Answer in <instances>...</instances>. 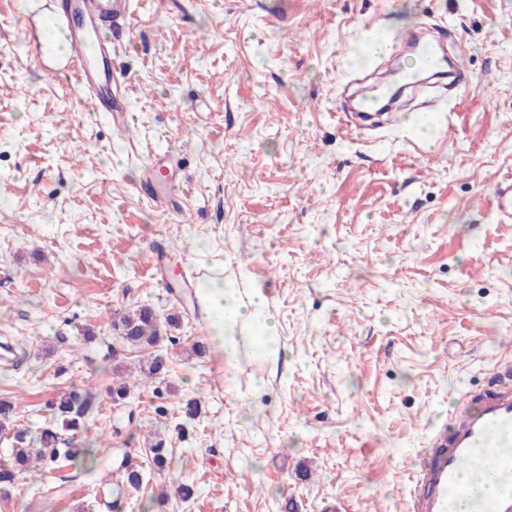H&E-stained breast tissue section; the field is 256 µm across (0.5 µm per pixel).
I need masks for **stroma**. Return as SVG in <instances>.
<instances>
[{
    "instance_id": "obj_1",
    "label": "stroma",
    "mask_w": 512,
    "mask_h": 512,
    "mask_svg": "<svg viewBox=\"0 0 512 512\" xmlns=\"http://www.w3.org/2000/svg\"><path fill=\"white\" fill-rule=\"evenodd\" d=\"M115 48L127 122L93 111L58 63L16 34L0 0V397L34 430L71 384L97 404L81 469L41 468L0 512H107L119 449L145 460L124 512H408L417 448L463 389L512 353V224L491 185L512 175V0H133ZM442 25L473 84L434 111L351 132L336 109L386 58L374 37ZM183 157L181 214L138 189L157 156ZM209 274L262 288L280 355L225 366L189 293ZM175 316L169 371L136 386L146 353L112 323ZM205 346L195 354V345ZM132 386L125 405L112 382ZM196 399L199 413L181 410ZM174 483L198 490L185 501ZM166 494L164 508L155 500ZM148 454L146 463L148 467L163 472L168 464V448H166V441L160 436H156L155 440L150 443L147 448Z\"/></svg>"
}]
</instances>
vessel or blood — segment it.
<instances>
[{"label": "vessel or blood", "instance_id": "vessel-or-blood-1", "mask_svg": "<svg viewBox=\"0 0 512 512\" xmlns=\"http://www.w3.org/2000/svg\"><path fill=\"white\" fill-rule=\"evenodd\" d=\"M16 5L23 24L37 22L41 32L61 40L65 75L91 108L111 113L113 122H124L128 78L112 53V43L130 30L131 0H49L37 18L31 0H16ZM388 50L397 57L444 56L451 84L465 89L471 83L466 50L449 55L443 41L423 42L407 34L391 37ZM155 172V167H147L141 190L158 206L173 194L174 186L155 181ZM491 198L497 222L511 224L512 179L494 183ZM480 461L492 465L498 483L490 494L477 496L463 477ZM463 502L471 512H512L511 359L499 364L481 388L462 391L456 408L429 431L415 453L408 512H459Z\"/></svg>", "mask_w": 512, "mask_h": 512}]
</instances>
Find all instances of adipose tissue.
Returning <instances> with one entry per match:
<instances>
[{
	"instance_id": "1",
	"label": "adipose tissue",
	"mask_w": 512,
	"mask_h": 512,
	"mask_svg": "<svg viewBox=\"0 0 512 512\" xmlns=\"http://www.w3.org/2000/svg\"><path fill=\"white\" fill-rule=\"evenodd\" d=\"M198 295L207 312V332L225 365L236 364L246 350L266 363L278 360L276 322L263 289L243 296L225 291L220 280L207 279Z\"/></svg>"
}]
</instances>
